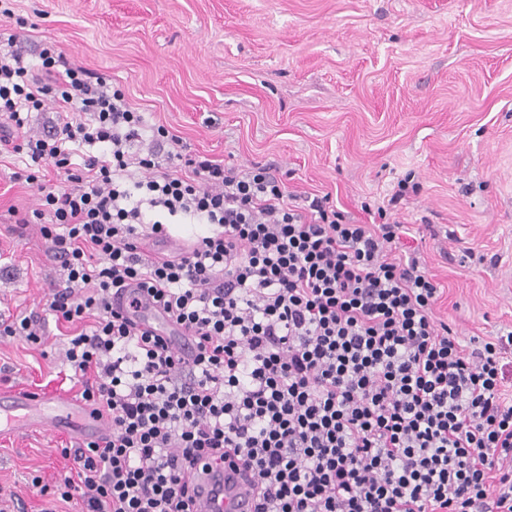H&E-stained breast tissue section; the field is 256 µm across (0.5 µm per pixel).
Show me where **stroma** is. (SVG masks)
Wrapping results in <instances>:
<instances>
[{"label": "stroma", "instance_id": "stroma-1", "mask_svg": "<svg viewBox=\"0 0 512 512\" xmlns=\"http://www.w3.org/2000/svg\"><path fill=\"white\" fill-rule=\"evenodd\" d=\"M41 40L226 165L271 166L350 222L398 220L462 343L512 329V0H9ZM0 160V310L42 311L53 263L37 206ZM62 340H0V388L69 393ZM67 435L0 436V492L65 471Z\"/></svg>", "mask_w": 512, "mask_h": 512}]
</instances>
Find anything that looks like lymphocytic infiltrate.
Instances as JSON below:
<instances>
[{"mask_svg":"<svg viewBox=\"0 0 512 512\" xmlns=\"http://www.w3.org/2000/svg\"><path fill=\"white\" fill-rule=\"evenodd\" d=\"M34 112L57 113L43 132ZM44 42L0 48V155L36 191L24 216L56 261L46 313L0 335L67 336L77 394L109 436L65 449L41 495L81 512H193L187 474L234 461L255 512H512V330L469 349L400 221L352 224L270 167L224 166ZM163 212L195 224L176 251ZM154 248H147V241ZM138 294L190 333L182 361L113 306Z\"/></svg>","mask_w":512,"mask_h":512,"instance_id":"obj_1","label":"lymphocytic infiltrate"}]
</instances>
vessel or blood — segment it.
Listing matches in <instances>:
<instances>
[{"label":"vessel or blood","instance_id":"obj_1","mask_svg":"<svg viewBox=\"0 0 512 512\" xmlns=\"http://www.w3.org/2000/svg\"><path fill=\"white\" fill-rule=\"evenodd\" d=\"M129 316L140 330L162 327L167 335L179 333L178 327L164 326L148 297H141L139 308L130 309ZM37 429L65 433L82 443L109 434L111 425L79 398L30 389L0 390V436L16 437ZM191 475L197 489L195 512H254L256 492L250 479L230 471L199 468L192 469Z\"/></svg>","mask_w":512,"mask_h":512}]
</instances>
